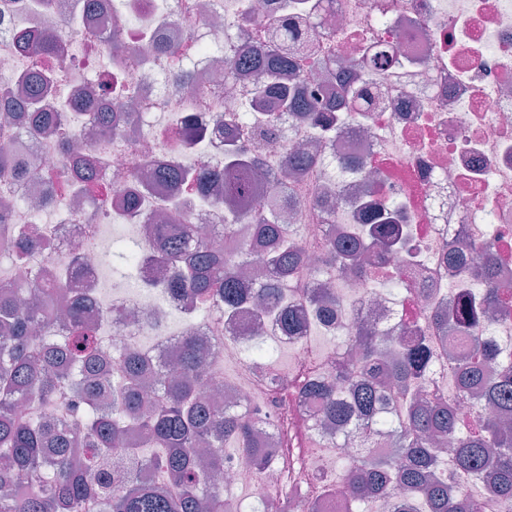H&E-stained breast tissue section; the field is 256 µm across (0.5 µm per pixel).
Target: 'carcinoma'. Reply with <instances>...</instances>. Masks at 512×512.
Listing matches in <instances>:
<instances>
[{
  "label": "carcinoma",
  "mask_w": 512,
  "mask_h": 512,
  "mask_svg": "<svg viewBox=\"0 0 512 512\" xmlns=\"http://www.w3.org/2000/svg\"><path fill=\"white\" fill-rule=\"evenodd\" d=\"M18 47L36 57L37 70L12 84H0L5 109L22 108L15 117H31L29 125H49L55 113L53 89L64 59L58 34L18 29ZM248 63L273 77L286 64L277 50L255 49ZM245 107L260 113L259 132L284 112H307L294 91L268 81L243 92ZM131 112H103L101 126L118 136L130 125ZM224 166L215 173L189 174L166 167L161 182L203 191L217 183L229 209L226 224L212 237H201L189 224H164L155 256L163 286L173 294L190 293L201 305L219 303L224 312L238 313L257 301L289 336L306 330L297 310L280 304V284L304 276V253L284 224L283 208L293 204L291 193L270 191L255 177L253 161L237 140L228 139ZM91 155L72 158L82 192L96 185L89 176ZM24 154L0 153V176L23 178ZM252 226L255 242L265 249V275L245 281L238 267L248 262L247 245L237 238V221ZM406 246L402 225L385 211L374 223L363 224L347 241H333L322 251L321 267L356 273L361 259ZM487 288L479 300L462 306L440 305L433 317L445 334L466 338L471 353L453 360L448 373L465 397L478 406L464 425L448 402L419 397L429 385L426 366L434 356L432 338L417 327L399 341L384 335L365 318L353 320L346 341L358 359L336 366L331 378L306 384L302 396L336 422L335 445L356 437L365 451L344 470L350 501L392 500L394 512H479L469 494L455 485L479 488L494 500H512V427L486 414L512 412V361L486 373L497 347L478 330L479 317L512 313V288L493 281L490 259L479 268ZM76 281L59 289L34 282L0 288V512H225L223 485L207 471L224 468L226 449L255 458L259 431L249 414L200 397V389L215 379L207 370L210 354L193 336H184L172 363L145 365L134 352L117 367L119 382L97 362V336L86 323L88 299L78 295ZM313 317L334 323L343 316L341 302L318 288L303 292ZM68 318L64 349L34 335L57 313ZM390 426L395 448L390 454L372 451L373 425ZM452 443L453 464L444 469L439 445Z\"/></svg>",
  "instance_id": "cac0c4a2"
}]
</instances>
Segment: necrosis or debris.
I'll return each instance as SVG.
<instances>
[{
    "mask_svg": "<svg viewBox=\"0 0 512 512\" xmlns=\"http://www.w3.org/2000/svg\"><path fill=\"white\" fill-rule=\"evenodd\" d=\"M131 15L139 24L123 29L125 50L113 53L112 31ZM280 16H299L309 24L291 41L271 23ZM21 27L66 30V77L55 89L58 124L29 141L31 180L0 181V195L15 202L10 223L0 225V243L25 235L42 214L47 246L23 262L0 250V288L40 275L65 281L74 274L87 293L103 294L112 263L111 225H120L141 247L157 246L154 226L175 220L208 232L220 229L224 210L217 192L188 195L156 185L153 167L170 161L196 173L223 166L224 116L237 111L244 89L263 76L249 67L236 83H224L211 63L212 52L244 53L270 42L290 57L316 52L324 60L319 73L307 79L281 68L276 83L299 88L312 112L343 106L329 127L282 114L269 140L251 133L250 116L242 118L241 142L261 158L267 183L297 192L290 222L309 260H316L339 230L369 223L375 208H394L409 228V253L383 256L371 269L375 280L393 283L375 293L373 324L385 332L423 325L439 301L480 295L484 281L448 268L444 253L455 242L473 246L478 261L483 242L499 239L496 267L512 280V0H336L332 5L327 0H112L111 8L85 12L78 0H0L2 84L33 63L14 42ZM337 48L356 61L367 51H380L398 64L375 66L354 78L348 67L333 62ZM102 55L110 57L113 77L124 87L108 108L138 114L128 135L109 147L91 120L96 59ZM68 141L102 159L92 224L83 223L72 205L76 187L57 177ZM298 143L314 144L313 162L291 175L281 160ZM134 179L142 191L127 208L122 199ZM132 263L136 288L105 294L104 303L93 304L86 314L100 329L99 353L106 362L136 347L161 367L173 359L181 336L191 334L220 368L227 349L238 351L264 337L289 350L291 365L280 370L272 364L267 372L291 385L329 374L341 356L335 347L313 351L307 337L284 335L267 317L259 321L263 335L243 336L241 327L258 322L251 313L230 316L213 305L201 321L188 299L169 294L157 304L154 266L142 251ZM312 282L330 283L348 317L363 315L365 282L325 273ZM264 374L244 361L224 380L225 405L275 424L261 440L263 448L275 451L274 463L262 474L241 458L228 460L225 484L250 491L246 499L228 498V512H246L252 498L263 512H307L313 501L318 512H341L345 482L327 494L316 491L314 475L326 456L348 461L356 443L332 447L336 425L320 417L311 423L314 444L289 447L306 409L267 387Z\"/></svg>",
    "mask_w": 512,
    "mask_h": 512,
    "instance_id": "4bbe7bcc",
    "label": "necrosis or debris"
}]
</instances>
